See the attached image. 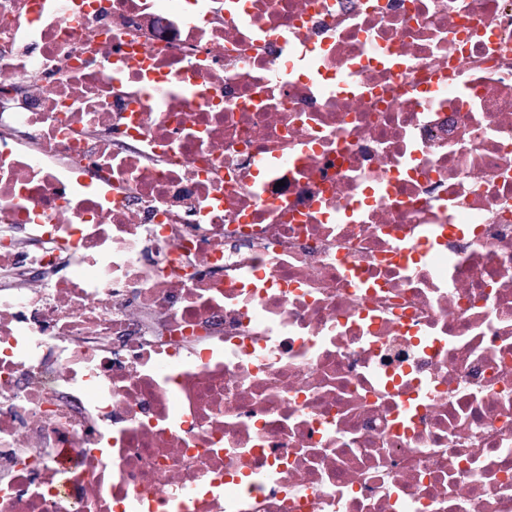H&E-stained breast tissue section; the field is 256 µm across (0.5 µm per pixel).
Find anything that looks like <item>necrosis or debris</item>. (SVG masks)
<instances>
[{"label": "necrosis or debris", "mask_w": 512, "mask_h": 512, "mask_svg": "<svg viewBox=\"0 0 512 512\" xmlns=\"http://www.w3.org/2000/svg\"><path fill=\"white\" fill-rule=\"evenodd\" d=\"M0 512H512V0H0Z\"/></svg>", "instance_id": "obj_1"}]
</instances>
